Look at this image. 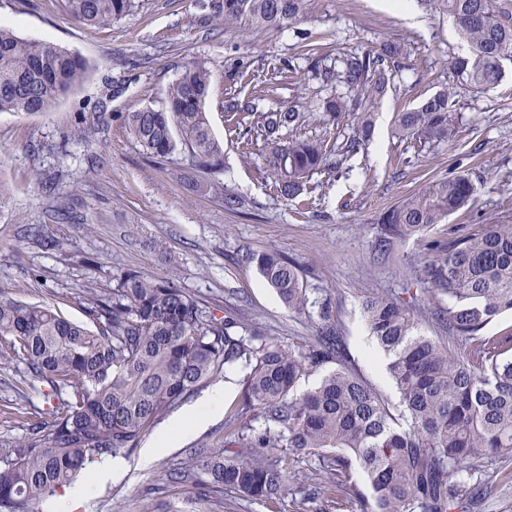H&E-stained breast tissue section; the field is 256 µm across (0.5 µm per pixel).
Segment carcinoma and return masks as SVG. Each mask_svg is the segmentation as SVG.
Wrapping results in <instances>:
<instances>
[{
  "label": "carcinoma",
  "mask_w": 512,
  "mask_h": 512,
  "mask_svg": "<svg viewBox=\"0 0 512 512\" xmlns=\"http://www.w3.org/2000/svg\"><path fill=\"white\" fill-rule=\"evenodd\" d=\"M425 3L448 13L468 44L466 54L448 60L457 81L480 92L495 88L504 62L512 60V9L499 0ZM304 4L224 0L215 15L226 24L279 28L293 23ZM133 6L134 0H64L66 12L88 25L118 21ZM404 53L403 45L389 42L348 54L338 66L315 60L314 78L322 85L347 87L324 101L325 116L334 123L350 115L361 119L340 154L321 140L287 138L303 118L293 106L259 112L249 102L227 100V111L264 141L265 166L281 196L302 195L310 176L338 168L365 143L368 115L390 87L391 63ZM86 72L81 57L0 27V112H48ZM211 78L206 62L192 61L167 87L164 106L123 116L143 151L166 157L180 149L197 170H221L224 146L205 112ZM456 105L449 91L426 96L397 113L395 130L423 147L450 141L458 133ZM475 197L465 174L410 194L379 217V250L424 235ZM428 249L426 303L382 295L363 301L371 336L400 394L405 428L352 367L330 306L310 299L296 266L278 254L250 252L245 260L256 264L289 309L319 306L315 335L298 350L259 343L253 334L236 336L234 319H218L169 281L133 270L118 272L112 289L84 295L92 328L48 304L0 291V366H23L49 385L54 399L45 415L23 424L22 436L0 438V512H37L42 500L87 475L94 463L132 452L160 416L232 365L245 370V405L260 407L263 423L234 433L244 452L194 451L190 466L210 488L252 500L288 493L294 476L282 465L286 449L316 457L312 485L330 501L354 487L353 471L360 470L369 489L359 499L361 512H452L476 502L488 484V460L512 458V329L485 332L496 316L512 312V224H480ZM424 317L448 335H425ZM458 340L469 346L464 356L455 350ZM329 365L316 387L294 393L303 375Z\"/></svg>",
  "instance_id": "obj_1"
}]
</instances>
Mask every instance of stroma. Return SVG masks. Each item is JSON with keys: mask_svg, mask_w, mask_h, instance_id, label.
<instances>
[{"mask_svg": "<svg viewBox=\"0 0 512 512\" xmlns=\"http://www.w3.org/2000/svg\"><path fill=\"white\" fill-rule=\"evenodd\" d=\"M211 0H135L122 20L88 26L70 17L63 0H0V25L30 40L55 43L82 57L87 74L53 109L34 115L0 112V290L29 303H47L69 319L84 321L86 288H112L118 270L132 269L172 282L205 301L216 316L234 315L240 326L286 348L311 336L316 315L289 310L257 271L237 254L275 252L297 267L311 297L328 301L347 350L360 373L400 413V395L388 379L383 353L363 313L371 294L407 299L425 286L429 258L423 242L377 248L378 218L423 185L465 173L477 186L474 204L432 227L427 237L444 240L449 229L512 224V63L494 89L458 92L459 139L418 147L394 131L397 112L453 84L451 55L463 52L451 20L420 0L408 13L387 0H306L300 17L278 28H254L211 19ZM387 41L407 53L393 70L391 88L373 112L369 140L339 172L312 175L311 193L280 197L264 161V143H246L226 119L227 97L249 100L267 112L288 105L304 112L294 136L341 148L355 132L354 117L328 122L321 104L330 92L315 80L307 50L325 61L377 49ZM193 60L213 72L205 109L213 134L224 145V169L194 172L183 152L153 159L143 154L122 117L159 107L169 83ZM94 129L92 141L76 134ZM216 182V189L186 192L178 176ZM241 201L224 206L225 196ZM42 225L56 242L30 240ZM163 241L166 252L153 247ZM235 379L218 418L188 436L150 465L127 456L121 480L87 498L76 512H225L224 493L190 472L168 481L192 448L227 446L228 435L256 411L241 405L243 373ZM24 381L25 398L13 387ZM50 389L0 367V437L23 433L18 415L35 417L50 406ZM307 485L264 501L235 500L232 512H358L353 495L341 503L305 502Z\"/></svg>", "mask_w": 512, "mask_h": 512, "instance_id": "35a3bbf8", "label": "stroma"}]
</instances>
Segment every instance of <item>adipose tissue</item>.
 <instances>
[{"label": "adipose tissue", "mask_w": 512, "mask_h": 512, "mask_svg": "<svg viewBox=\"0 0 512 512\" xmlns=\"http://www.w3.org/2000/svg\"><path fill=\"white\" fill-rule=\"evenodd\" d=\"M225 390V385H218L196 404L170 418L150 439L146 448H143L142 465H149L159 452L176 447L187 435L208 424L220 412ZM123 470L124 464L118 459H109L96 464L82 484L68 490L67 506L70 512H75L90 491L106 487L118 478Z\"/></svg>", "instance_id": "ef3b65f1"}]
</instances>
